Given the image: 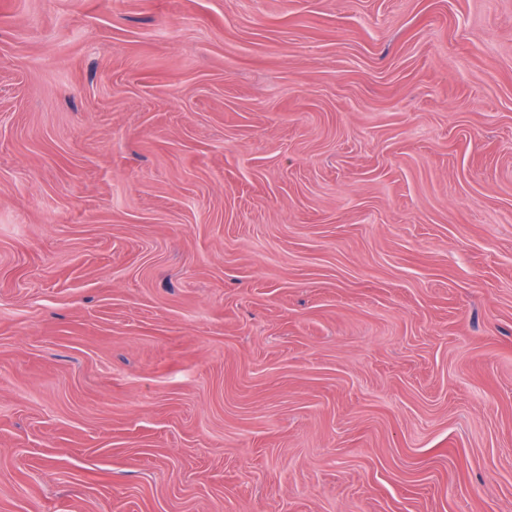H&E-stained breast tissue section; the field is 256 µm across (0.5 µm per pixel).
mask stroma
<instances>
[{"mask_svg": "<svg viewBox=\"0 0 512 512\" xmlns=\"http://www.w3.org/2000/svg\"><path fill=\"white\" fill-rule=\"evenodd\" d=\"M0 512H512V0H0Z\"/></svg>", "mask_w": 512, "mask_h": 512, "instance_id": "35a3bbf8", "label": "stroma"}]
</instances>
